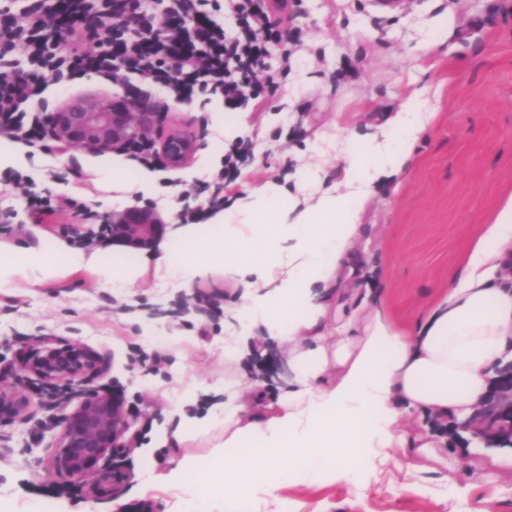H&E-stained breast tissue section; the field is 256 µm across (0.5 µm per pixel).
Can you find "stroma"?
<instances>
[{
  "instance_id": "obj_1",
  "label": "stroma",
  "mask_w": 512,
  "mask_h": 512,
  "mask_svg": "<svg viewBox=\"0 0 512 512\" xmlns=\"http://www.w3.org/2000/svg\"><path fill=\"white\" fill-rule=\"evenodd\" d=\"M297 2L295 23L304 37L291 47V68L278 91L229 109L216 96L179 102L150 88L163 110L152 138L189 128L201 139L186 169L143 166L128 153L66 156L40 142H14L7 168L24 180L0 178V212L13 215L11 223H0V242L21 249L43 241L74 247L93 237L103 214L136 202L155 206L172 224L182 223L187 209L209 224L214 196L228 207L270 186L290 196L301 172L311 168L321 187L333 186L343 178L337 138L358 150L394 112L421 100L430 115L427 130L404 169L369 188L357 244L364 287L384 299L393 323L411 327L447 290L483 225L493 223L512 197V0H403L393 11L375 0ZM443 25L447 36L422 52V40ZM227 112L235 119L234 140L250 142L253 156L219 187L211 174L224 162L218 147ZM116 168L128 177L125 190L112 188ZM71 169L80 172V184L52 177ZM33 191L62 201V208L41 214L29 202ZM68 198L78 200V208L66 207ZM237 300L216 275L188 285L149 276L116 289L85 269L0 292V386L23 395L38 388L16 364L28 338L81 343L104 365L84 389L119 386L138 436L121 458L130 475L127 491L113 502H90L80 487L60 489L42 464L55 434L49 419L65 392L44 396L24 419L0 424V512H116L141 501L155 512H178V494L162 488L158 477L187 454L206 457L212 440L187 447L160 441L162 431L220 415L225 379L238 380L244 399L259 377L266 400L288 387V352L277 342L248 338L246 356L225 366L224 339L235 333L230 312ZM138 349L160 352L165 361H133ZM483 441L478 434L462 436L422 456L394 450L356 489L327 479L313 485L292 480L274 496L259 489L258 510L512 512V469L488 466Z\"/></svg>"
}]
</instances>
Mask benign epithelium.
Here are the masks:
<instances>
[{"mask_svg":"<svg viewBox=\"0 0 512 512\" xmlns=\"http://www.w3.org/2000/svg\"><path fill=\"white\" fill-rule=\"evenodd\" d=\"M158 110L144 102L141 111L130 112L120 95L86 93L66 100L51 112L45 138L87 153L129 151L147 141L157 125ZM163 166L170 170L186 167L200 149L198 134L190 129H174L155 141ZM112 243L133 250L154 249L166 233V222L150 205H130L102 216ZM23 371L43 386L63 385L68 389L69 410L56 417L59 427L53 452L45 460L49 473L64 482L84 483V494L91 502L115 500L121 496L129 474L116 463L122 450L130 447L126 434L129 412L118 389L85 391L81 384L102 372L100 358L90 349L53 336L32 341L19 355ZM512 365L504 369L492 392L488 410L501 427L500 440L512 443ZM26 395L0 389V423L20 419L30 405Z\"/></svg>","mask_w":512,"mask_h":512,"instance_id":"obj_1","label":"benign epithelium"}]
</instances>
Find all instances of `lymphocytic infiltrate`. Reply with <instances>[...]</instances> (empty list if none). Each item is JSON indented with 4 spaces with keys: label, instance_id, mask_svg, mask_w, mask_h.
Masks as SVG:
<instances>
[{
    "label": "lymphocytic infiltrate",
    "instance_id": "obj_1",
    "mask_svg": "<svg viewBox=\"0 0 512 512\" xmlns=\"http://www.w3.org/2000/svg\"><path fill=\"white\" fill-rule=\"evenodd\" d=\"M21 2L0 25L1 137L39 139L44 90L80 73L157 86L181 102L216 95L235 105L278 87L268 62L279 40L272 18L287 13L288 0H68L73 21L64 27L49 0ZM91 12L100 29L83 25Z\"/></svg>",
    "mask_w": 512,
    "mask_h": 512
}]
</instances>
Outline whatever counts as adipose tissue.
Segmentation results:
<instances>
[{
    "instance_id": "1",
    "label": "adipose tissue",
    "mask_w": 512,
    "mask_h": 512,
    "mask_svg": "<svg viewBox=\"0 0 512 512\" xmlns=\"http://www.w3.org/2000/svg\"><path fill=\"white\" fill-rule=\"evenodd\" d=\"M429 122L415 108L388 120L344 158L343 187L283 199L276 189L245 197L214 224H189L155 260L165 275L192 283L209 273L240 291L234 317L240 336L288 346L293 378L263 412L228 398L224 440L209 459H187L165 477L186 492L184 512H257L254 492L280 490L288 478L312 485L324 477L354 483L367 448H408L413 416L445 425L470 424L495 382L512 364V198L486 225L461 273L411 332L399 331L376 301L359 335L347 308L359 294L356 251L364 189L400 171ZM98 267L126 288L146 264L101 249L92 255L49 242L19 255L0 246V288L38 282L55 267ZM340 332L328 343L325 331ZM336 374L334 383L324 378Z\"/></svg>"
}]
</instances>
